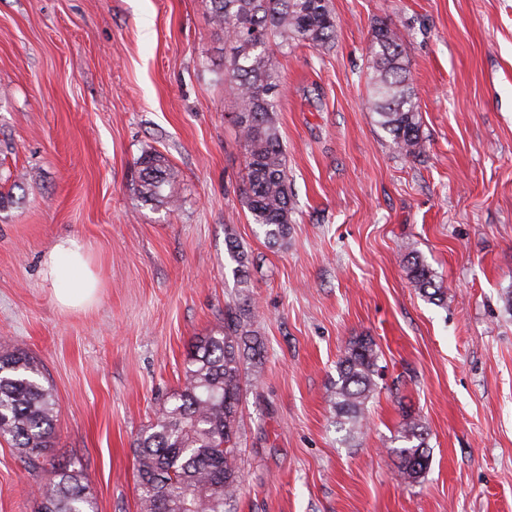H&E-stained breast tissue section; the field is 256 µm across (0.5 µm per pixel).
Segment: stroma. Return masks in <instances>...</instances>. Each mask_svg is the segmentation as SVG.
<instances>
[{
    "label": "stroma",
    "mask_w": 512,
    "mask_h": 512,
    "mask_svg": "<svg viewBox=\"0 0 512 512\" xmlns=\"http://www.w3.org/2000/svg\"><path fill=\"white\" fill-rule=\"evenodd\" d=\"M328 5L331 47L272 51L294 207L273 246L241 201L224 36L202 0H0V352L42 365L51 454L82 464L97 512H137L132 444L228 304L264 347L260 379L243 370L234 512H512V0ZM381 22L402 35L417 159L367 108ZM148 149L179 172L175 207L138 193ZM66 234L98 280L76 311L40 275ZM411 256L442 304L412 287ZM360 336L383 371L345 443L330 390ZM407 411L430 451L413 485L394 453ZM47 477L0 439V512H37Z\"/></svg>",
    "instance_id": "1"
}]
</instances>
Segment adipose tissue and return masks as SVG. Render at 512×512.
<instances>
[{"label":"adipose tissue","mask_w":512,"mask_h":512,"mask_svg":"<svg viewBox=\"0 0 512 512\" xmlns=\"http://www.w3.org/2000/svg\"><path fill=\"white\" fill-rule=\"evenodd\" d=\"M42 272L62 308L78 309L93 301L97 282L89 269L85 246L78 237L57 238L43 256Z\"/></svg>","instance_id":"adipose-tissue-1"}]
</instances>
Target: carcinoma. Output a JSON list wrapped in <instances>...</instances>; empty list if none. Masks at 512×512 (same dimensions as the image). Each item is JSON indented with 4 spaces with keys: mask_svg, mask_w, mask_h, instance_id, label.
I'll use <instances>...</instances> for the list:
<instances>
[{
    "mask_svg": "<svg viewBox=\"0 0 512 512\" xmlns=\"http://www.w3.org/2000/svg\"><path fill=\"white\" fill-rule=\"evenodd\" d=\"M212 23L224 33V85L234 95L235 121L245 151L248 180L242 203L272 245L288 240L293 204L287 160L277 125L279 71L270 61L274 44L298 41L329 46L336 18L328 0H202ZM368 109L406 156L424 151L418 104L409 87L401 37L387 24L374 27L370 44ZM140 194L175 206L178 171L155 151L139 158ZM411 284L422 296L441 301L434 271L417 257L408 262ZM244 313L224 310V329L198 338L183 385L173 401L133 442L139 512H225L238 495V407L242 365L250 345ZM331 398L336 424L353 437L366 426L367 402L378 387L379 355L368 337L350 342L337 362ZM39 363L24 351L0 355V438L10 443L30 471L50 465L51 479L40 492L38 512H96L82 467L48 462L57 401L40 380ZM394 449L406 483L425 477L430 463L421 419L407 413Z\"/></svg>",
    "mask_w": 512,
    "mask_h": 512,
    "instance_id": "cac0c4a2",
    "label": "carcinoma"
}]
</instances>
